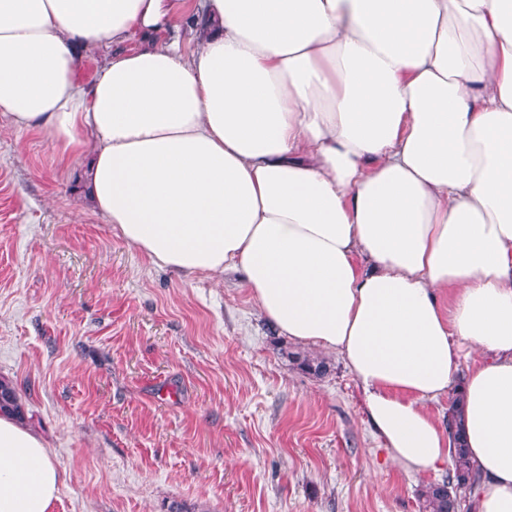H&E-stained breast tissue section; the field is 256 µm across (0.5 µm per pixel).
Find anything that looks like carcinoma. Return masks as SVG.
<instances>
[{"instance_id":"cac0c4a2","label":"carcinoma","mask_w":512,"mask_h":512,"mask_svg":"<svg viewBox=\"0 0 512 512\" xmlns=\"http://www.w3.org/2000/svg\"><path fill=\"white\" fill-rule=\"evenodd\" d=\"M288 359L304 371L322 376L327 372L325 360L300 351L282 350ZM461 397H456L448 409V429L454 431L457 444L452 469L440 482L431 483L421 491L422 512H458L459 498L471 492L479 483L480 477L474 471L467 457L463 440V417L460 407ZM10 412L19 420H25V411L15 388L6 380H0V413Z\"/></svg>"}]
</instances>
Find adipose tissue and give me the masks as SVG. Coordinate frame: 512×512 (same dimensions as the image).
Listing matches in <instances>:
<instances>
[{
  "label": "adipose tissue",
  "mask_w": 512,
  "mask_h": 512,
  "mask_svg": "<svg viewBox=\"0 0 512 512\" xmlns=\"http://www.w3.org/2000/svg\"><path fill=\"white\" fill-rule=\"evenodd\" d=\"M188 9L0 0V115L82 154L151 263L241 271L281 335L339 355L405 471L448 466L426 404L462 393L476 512H512V0H201L192 51L152 41ZM61 482L0 414V512H53Z\"/></svg>",
  "instance_id": "obj_1"
}]
</instances>
